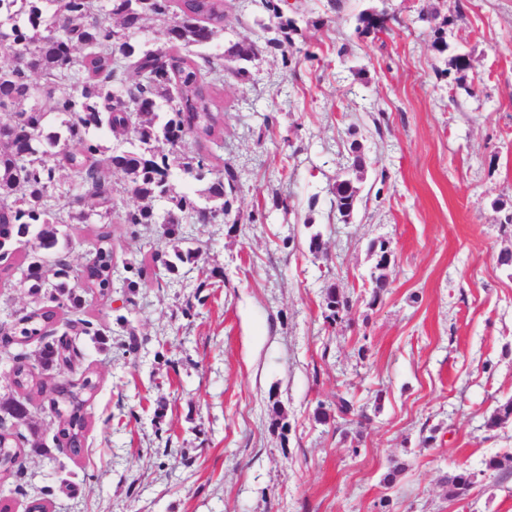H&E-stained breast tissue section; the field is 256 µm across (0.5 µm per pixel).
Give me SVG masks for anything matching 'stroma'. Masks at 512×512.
<instances>
[{
    "mask_svg": "<svg viewBox=\"0 0 512 512\" xmlns=\"http://www.w3.org/2000/svg\"><path fill=\"white\" fill-rule=\"evenodd\" d=\"M454 2L288 0L291 45L262 52L248 81L225 77L217 100L236 228L189 226L197 268L132 296L86 295L109 344L77 341L75 370L99 377L84 452L59 450L33 397L44 451L0 480V504L25 512L46 491L49 512H512V473L484 468L512 453V419L486 426L512 398V266L498 261L512 251V0H462L459 14ZM371 9L388 31L358 35ZM259 12L226 0L205 53L263 42ZM354 139L366 167L345 223L329 186ZM381 241L390 285L375 301ZM330 286L352 300L333 326ZM119 313L137 335L130 355ZM340 395L368 421L319 423ZM396 462L406 469L385 487ZM461 469L477 483L449 497Z\"/></svg>",
    "mask_w": 512,
    "mask_h": 512,
    "instance_id": "35a3bbf8",
    "label": "stroma"
}]
</instances>
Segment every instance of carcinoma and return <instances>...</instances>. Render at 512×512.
Instances as JSON below:
<instances>
[{
    "instance_id": "1",
    "label": "carcinoma",
    "mask_w": 512,
    "mask_h": 512,
    "mask_svg": "<svg viewBox=\"0 0 512 512\" xmlns=\"http://www.w3.org/2000/svg\"><path fill=\"white\" fill-rule=\"evenodd\" d=\"M262 7L268 22L260 26L273 31L265 47L243 39L224 51L234 63L229 73L241 81L248 80V64L259 53L282 50L297 30V20L277 0H262ZM378 16L361 13L358 32L386 29ZM150 18L173 21L165 31L167 48L138 41ZM222 30L224 0H0V46L5 48L0 54L5 59L0 63V246L22 244L20 265L26 270L19 285L27 287L32 304L3 341H40L41 372H57L76 355L72 343L53 336L57 326L79 322L84 333L91 332V321L71 319L83 307L82 292L103 300L112 295L114 198L105 172L120 174L122 189L139 200L121 215L139 237L154 230L162 239L182 242L184 224H238L229 216L239 174L216 152L224 135V113L215 109L222 75L214 60L199 52ZM36 76L45 85L35 82ZM106 134L125 146L116 149L103 139ZM61 170L69 179L62 191L56 178ZM178 172L207 187L197 197L176 190ZM54 191L60 198L73 197L81 209L62 215L49 204ZM330 193L341 220L348 222L357 188L338 175ZM74 220L92 225L94 238L89 259L78 270L66 260L72 242L61 230ZM371 251L377 257L371 273L376 300L389 286L384 273L389 251L383 242L371 245ZM199 258L197 248L157 249L149 273L133 255L125 262L126 288L133 293L146 285L147 275H174ZM48 265L54 267L52 282L45 277ZM350 303L336 287L328 288L325 322L337 323ZM13 385L23 397L0 402V478L21 473L8 462L24 455L20 426L30 425L33 393L48 400L67 452L80 455L88 427L84 407L98 389L95 373L87 368L56 388L36 378L20 352L14 355ZM335 412L346 422L366 418L343 396L336 398ZM476 479L462 470L447 482L462 496Z\"/></svg>"
}]
</instances>
